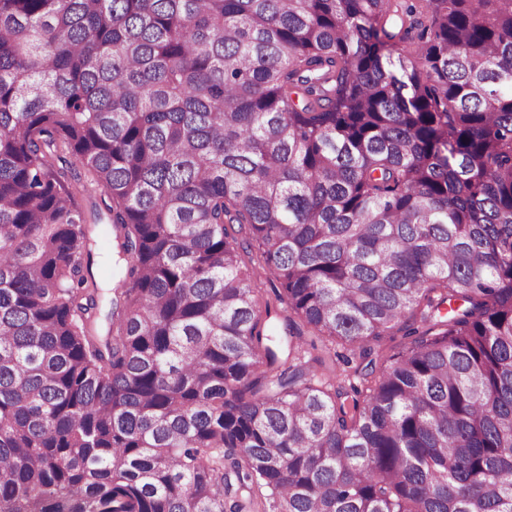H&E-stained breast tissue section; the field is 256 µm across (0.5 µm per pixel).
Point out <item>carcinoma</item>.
Returning <instances> with one entry per match:
<instances>
[{"mask_svg": "<svg viewBox=\"0 0 512 512\" xmlns=\"http://www.w3.org/2000/svg\"><path fill=\"white\" fill-rule=\"evenodd\" d=\"M60 151L112 201L103 340ZM302 325L406 342L342 383ZM228 467L512 512V0H0V512H224Z\"/></svg>", "mask_w": 512, "mask_h": 512, "instance_id": "1", "label": "carcinoma"}]
</instances>
